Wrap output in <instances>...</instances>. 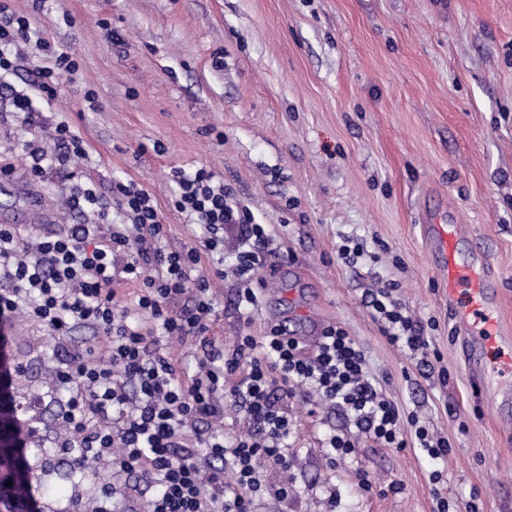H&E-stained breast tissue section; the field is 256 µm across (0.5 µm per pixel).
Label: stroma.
Masks as SVG:
<instances>
[{
  "label": "stroma",
  "mask_w": 512,
  "mask_h": 512,
  "mask_svg": "<svg viewBox=\"0 0 512 512\" xmlns=\"http://www.w3.org/2000/svg\"><path fill=\"white\" fill-rule=\"evenodd\" d=\"M30 42L9 46L23 69L0 73V224L48 232L93 224L66 206L72 187L95 189L112 223H124L114 186L146 190L174 244L187 218L171 200L174 170L203 167L231 188L270 247L296 271L258 269L259 306L238 308L232 274L237 232H224L226 270L210 334L232 353L239 337L279 326L305 339L329 326L364 349L373 383L420 424L448 439L447 457L386 448L358 435L357 451L330 463L326 436L348 428L331 405L288 399V466L265 468L254 512H512V340L475 382L457 313L422 237L423 211L441 207L491 257L504 318L512 321V0H13ZM77 64L56 100L18 113L46 66L35 38ZM67 123L88 152L72 172L30 178L25 144L49 147ZM363 253L339 256L346 241ZM395 284L396 296L431 336L440 358L420 365L390 344L363 303ZM75 327L56 339L20 316L8 330L6 363L21 359L11 389L37 392L27 416V457L39 512H82L102 484L68 479L56 446L61 408L46 382L69 352L93 344ZM374 481L361 491L358 474ZM289 485L292 494L275 493ZM54 494H45V486Z\"/></svg>",
  "instance_id": "1"
}]
</instances>
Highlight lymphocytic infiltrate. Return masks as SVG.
Instances as JSON below:
<instances>
[{"mask_svg": "<svg viewBox=\"0 0 512 512\" xmlns=\"http://www.w3.org/2000/svg\"><path fill=\"white\" fill-rule=\"evenodd\" d=\"M49 66L35 85L44 101L58 95L74 62L66 52L40 41ZM59 153H31L30 176L45 164L67 167L85 158L82 138L68 124L54 130ZM172 203L186 213L188 243L168 239L150 195L134 185H119L130 226L102 231L105 218L93 190L72 192L75 208H89L95 224H76L63 234L0 225V322L16 314L43 323L54 337L78 324L94 326L100 341L78 350L55 367L50 385L69 398L59 417V445L72 452L73 465L96 458L111 462L113 480L98 491L96 512H112L125 492L123 479L139 475L144 512H252L263 478L262 464L287 466L283 444L292 422L275 386L317 393L341 408L358 432L390 448L406 447V425L430 459L448 453L447 440L414 426L411 416L373 384L364 351L343 329H326L313 349L280 329L267 336L240 337L232 355L208 337L215 314L212 282L223 277L201 273L202 254L222 251L224 229L238 226L242 248L234 273L245 311L259 303L252 288L255 269L265 264L267 234L247 223L223 182L200 168L177 171ZM137 284L134 297L118 296L117 282ZM365 304L383 322L391 344L429 358L432 340L407 315L392 292L366 295ZM192 340L202 354L195 372L171 358L168 344ZM241 405L248 432L225 445L219 426L224 403Z\"/></svg>", "mask_w": 512, "mask_h": 512, "instance_id": "lymphocytic-infiltrate-1", "label": "lymphocytic infiltrate"}]
</instances>
